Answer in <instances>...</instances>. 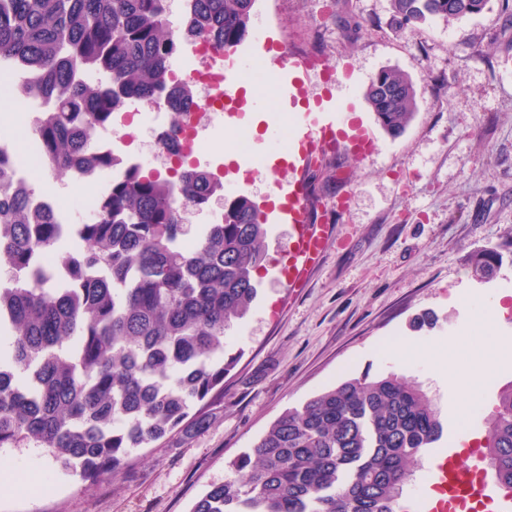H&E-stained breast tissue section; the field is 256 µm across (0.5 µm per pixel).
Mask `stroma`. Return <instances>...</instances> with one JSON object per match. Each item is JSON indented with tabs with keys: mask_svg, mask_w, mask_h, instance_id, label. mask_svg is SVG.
Listing matches in <instances>:
<instances>
[{
	"mask_svg": "<svg viewBox=\"0 0 512 512\" xmlns=\"http://www.w3.org/2000/svg\"><path fill=\"white\" fill-rule=\"evenodd\" d=\"M250 26L288 55L336 71L328 88L311 87L314 96L353 97L352 80L402 71L417 90L413 120L391 137L354 97L355 121L374 148L361 155L341 143L310 171L313 209L333 217L330 245L303 287L262 275L225 349L237 362L204 431L138 449L124 474L97 482L61 471L44 449L0 448V466L53 487L0 492V512H190L282 412L347 379L387 373L421 383L444 425L400 512H420L415 491L436 483L439 457L475 465L466 450L485 442L484 421L512 384V355L463 420L428 351L463 338L482 348L479 315L492 300L507 309L495 333L512 342V12L487 0L475 15L406 25L390 0H256ZM265 90L268 109L254 113L250 134L256 151L267 125L285 133L292 119L287 97L272 84ZM487 249L502 255L490 279L471 265ZM425 313L432 324L418 326Z\"/></svg>",
	"mask_w": 512,
	"mask_h": 512,
	"instance_id": "stroma-1",
	"label": "stroma"
}]
</instances>
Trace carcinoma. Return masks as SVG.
Segmentation results:
<instances>
[{"mask_svg": "<svg viewBox=\"0 0 512 512\" xmlns=\"http://www.w3.org/2000/svg\"><path fill=\"white\" fill-rule=\"evenodd\" d=\"M256 0H186L172 29L168 0H0V58L32 69L24 93L56 101L36 132L46 162L63 173L75 161L109 167L85 153L91 133L131 101L153 103L171 84L181 40L206 38L222 51L248 36ZM486 0H391L405 24L477 14ZM189 84L169 95L171 112L191 100ZM364 99L382 129L403 133L417 91L385 68ZM0 160V448L46 449L65 472L110 479L134 452L173 433L201 432L192 412L224 389L233 360L227 332L256 298L266 228L246 195L194 166L177 182L140 166L102 194L88 224L32 218L10 190ZM224 198V222L188 245L181 202L198 209ZM55 255L70 272L57 281L42 263ZM490 279L500 256L476 253ZM486 460L512 491V384L486 421ZM439 410L416 381L394 373L352 378L287 409L231 465L191 512H397L409 465L442 436Z\"/></svg>", "mask_w": 512, "mask_h": 512, "instance_id": "1", "label": "carcinoma"}]
</instances>
